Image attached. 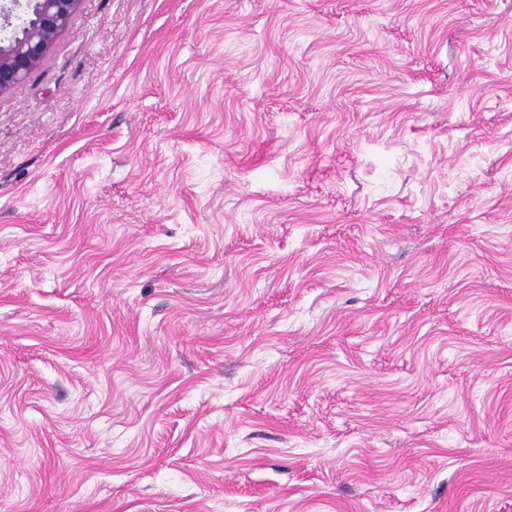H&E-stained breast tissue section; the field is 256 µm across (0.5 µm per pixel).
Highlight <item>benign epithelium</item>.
I'll list each match as a JSON object with an SVG mask.
<instances>
[{"mask_svg": "<svg viewBox=\"0 0 512 512\" xmlns=\"http://www.w3.org/2000/svg\"><path fill=\"white\" fill-rule=\"evenodd\" d=\"M82 0L0 3V94L26 80L70 27Z\"/></svg>", "mask_w": 512, "mask_h": 512, "instance_id": "1", "label": "benign epithelium"}]
</instances>
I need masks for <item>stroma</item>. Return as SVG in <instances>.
<instances>
[{
	"mask_svg": "<svg viewBox=\"0 0 512 512\" xmlns=\"http://www.w3.org/2000/svg\"><path fill=\"white\" fill-rule=\"evenodd\" d=\"M0 512H512V0H83L0 94Z\"/></svg>",
	"mask_w": 512,
	"mask_h": 512,
	"instance_id": "35a3bbf8",
	"label": "stroma"
}]
</instances>
